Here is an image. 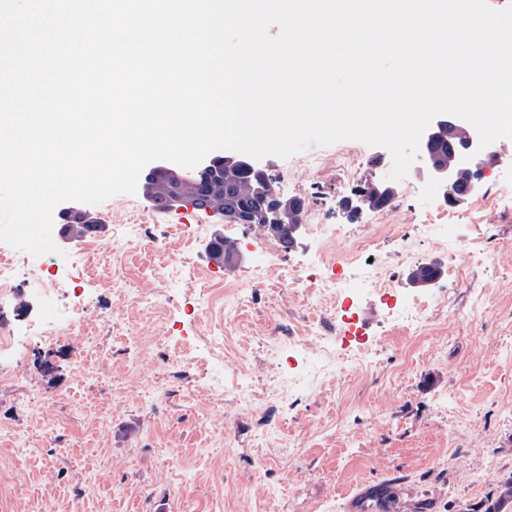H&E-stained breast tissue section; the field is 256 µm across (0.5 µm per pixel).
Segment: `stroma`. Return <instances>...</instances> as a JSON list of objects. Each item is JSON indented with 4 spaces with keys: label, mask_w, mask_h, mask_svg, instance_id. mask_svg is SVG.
<instances>
[{
    "label": "stroma",
    "mask_w": 512,
    "mask_h": 512,
    "mask_svg": "<svg viewBox=\"0 0 512 512\" xmlns=\"http://www.w3.org/2000/svg\"><path fill=\"white\" fill-rule=\"evenodd\" d=\"M505 162L484 181L494 223L434 210L438 196L415 172L395 181L399 212L346 208L355 191L386 184L390 152L356 140L312 145L261 160L283 198H307L305 224H352L370 257L319 262L317 239L299 237L283 265L318 261L335 269L347 295L368 287L372 258L395 298L416 292V268L400 228L414 226L415 253L448 261L466 248L467 286L440 278L415 324L394 317L370 325L379 335L364 361L336 345L330 360L307 359L306 336H344L330 305L292 294L272 297L259 271L261 232L245 233L232 261L211 262L224 231L214 212L155 207L144 191L87 210L108 245L132 224H174L168 250L149 241L99 258L81 237L34 257L46 277L84 291L94 317L89 335L27 333L56 323L61 296L29 290L0 300V329L16 334L0 355V512H341L345 494L401 471L406 492L436 512H481L512 482V138ZM314 158L304 168L301 158ZM129 306L117 313L113 289ZM157 306L139 311L141 295ZM201 299L204 318L186 315ZM219 377L213 402L201 375ZM278 383L293 394L262 407L242 390ZM266 470H258V459ZM294 472V483L280 480Z\"/></svg>",
    "instance_id": "obj_1"
}]
</instances>
